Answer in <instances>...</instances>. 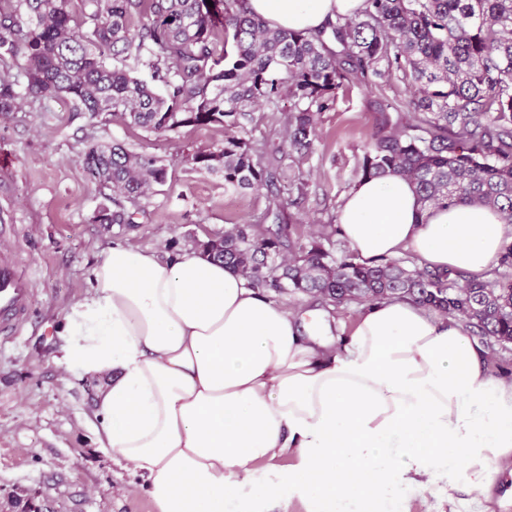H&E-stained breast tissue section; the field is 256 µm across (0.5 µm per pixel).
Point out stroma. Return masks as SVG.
<instances>
[{
  "label": "stroma",
  "mask_w": 512,
  "mask_h": 512,
  "mask_svg": "<svg viewBox=\"0 0 512 512\" xmlns=\"http://www.w3.org/2000/svg\"><path fill=\"white\" fill-rule=\"evenodd\" d=\"M414 94V86L394 77L373 87L353 84L320 114L313 154L282 160L302 174L304 191L282 182L271 195L225 190L221 176L187 162L188 153L221 146L225 132L216 125L154 134L117 115L93 117L69 111L62 101L32 98L0 113V225H11L8 243L35 282L22 335L0 343V505L14 492L30 490L42 512H154L142 480L100 446L94 418L98 380L61 361L59 331L70 308L89 296L93 267L115 243L165 256L234 224L265 227L274 197L290 205L293 237L309 242L311 226L336 223L356 183L357 161L380 122L376 100L404 106ZM287 109L283 101L278 110L253 112L246 140L257 148L283 144ZM91 141L119 142L167 164L166 184L125 201L133 223L93 221L103 191L77 161ZM268 298L298 312L325 311L336 334L351 330L361 311L357 302L339 306L292 292Z\"/></svg>",
  "instance_id": "1"
}]
</instances>
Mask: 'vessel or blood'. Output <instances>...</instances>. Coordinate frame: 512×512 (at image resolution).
Returning <instances> with one entry per match:
<instances>
[{"label": "vessel or blood", "instance_id": "obj_1", "mask_svg": "<svg viewBox=\"0 0 512 512\" xmlns=\"http://www.w3.org/2000/svg\"><path fill=\"white\" fill-rule=\"evenodd\" d=\"M34 296L33 279L16 258L0 252V337L21 335Z\"/></svg>", "mask_w": 512, "mask_h": 512}]
</instances>
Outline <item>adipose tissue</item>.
<instances>
[{"label": "adipose tissue", "mask_w": 512, "mask_h": 512, "mask_svg": "<svg viewBox=\"0 0 512 512\" xmlns=\"http://www.w3.org/2000/svg\"><path fill=\"white\" fill-rule=\"evenodd\" d=\"M362 4L249 2L294 31ZM336 230L363 262L407 252L478 278L512 243L497 211L423 210L399 176L357 182ZM92 288L64 318L62 361L100 379L99 438L155 512H410L440 480L494 512V476L512 465V377L489 373L456 320L383 301L334 338L322 312L273 304L197 249L162 259L114 244Z\"/></svg>", "instance_id": "adipose-tissue-1"}]
</instances>
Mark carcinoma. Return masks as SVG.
Returning <instances> with one entry per match:
<instances>
[{"mask_svg":"<svg viewBox=\"0 0 512 512\" xmlns=\"http://www.w3.org/2000/svg\"><path fill=\"white\" fill-rule=\"evenodd\" d=\"M0 0V58L22 59L26 85L0 70V112L24 99H66L73 112H117L129 125L165 134L218 125L222 146L191 155L193 167L220 173L227 190L259 192L280 175L234 131L258 107L293 101L286 141L300 157L313 153L317 115L361 79L397 76L416 87L408 115L391 117L357 163L358 179L398 175L425 210L478 204L512 224V0H364L355 16H338L307 32L273 28L249 0ZM147 17L133 27L135 16ZM145 68L150 80L134 76ZM159 81L160 95L150 86ZM84 171L112 193L137 198L167 181L163 160L120 143H89ZM272 212L275 228L234 224L196 240L208 258L232 267L263 291H292L371 304L407 299L512 344V244L498 260L504 272L476 280L460 270L410 268L398 258L362 263L325 249L336 231L323 225L298 245ZM101 224L131 217L102 203Z\"/></svg>","mask_w":512,"mask_h":512,"instance_id":"1","label":"carcinoma"}]
</instances>
